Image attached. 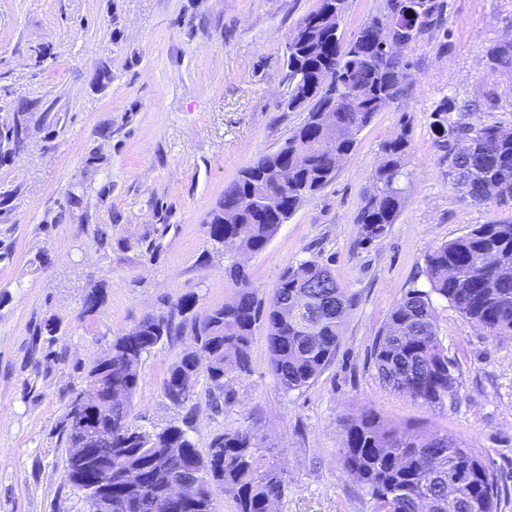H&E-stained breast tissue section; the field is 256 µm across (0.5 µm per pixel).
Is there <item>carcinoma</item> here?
Segmentation results:
<instances>
[{
	"instance_id": "carcinoma-1",
	"label": "carcinoma",
	"mask_w": 512,
	"mask_h": 512,
	"mask_svg": "<svg viewBox=\"0 0 512 512\" xmlns=\"http://www.w3.org/2000/svg\"><path fill=\"white\" fill-rule=\"evenodd\" d=\"M415 29L410 42L440 24L444 0H412ZM347 0H319L318 7L299 23L286 45L288 87L281 106L306 117L290 130L281 145L256 157L240 169L224 189V199L210 213L207 234L212 250L230 238L238 250L259 253L277 233L283 220L334 178L336 158L349 153L361 132L402 94L409 62L389 56L378 46L369 21L346 39L325 22L336 21L346 11ZM13 115L0 121V166L21 155V139H29L31 126H52L60 117L39 98L12 102ZM329 115L333 135L322 131ZM437 142L447 149L448 175L454 188L471 202L512 206V136L499 138L496 127L480 123L433 121ZM409 148L407 132L381 144L384 161L376 169L372 189L364 197L357 223L365 242L383 237L395 223L403 202L402 160ZM280 199L284 211H269L261 200ZM85 194L67 193L57 221L85 210ZM233 296L202 316L191 313L192 304L180 300L157 316H144L134 327L136 335L117 336L108 352L87 372L100 376L104 389L121 391L122 402H106L112 413V464L124 458L142 462L146 488L135 508H127L124 488L112 484V512H165L156 494L168 479L207 476L200 485L201 500L183 512H215L216 492L232 497L236 512H276L282 499L283 472L260 453L264 438L246 428L214 440L201 454L190 435L195 406L182 395L197 390L200 378L209 388L210 405L222 409L229 396L224 379L248 375L251 346L257 324L264 325L270 369L285 391L313 382L335 358L343 320L353 296L342 288L318 258L289 266L281 275L269 304H263L246 267L234 260L224 263ZM427 290L408 292L391 310L377 337L373 366L387 389L409 388L413 400L429 407L443 406L458 396V377L444 353L435 324L431 295L494 336L512 335V221L480 224L463 236L444 243L427 255ZM310 286L311 302L305 311L287 310L296 290ZM104 301L99 285L84 299V311H95ZM174 336H189L210 356L199 365L185 354L162 383L163 396L186 410L180 422L161 430L135 425L133 398L140 383L139 365L150 353ZM341 459L351 480L373 500L372 512H420L425 500L429 512H497L498 480L483 454L462 445L446 433L427 434L415 427L397 428L370 411L343 425ZM75 446L71 424L65 425V480L81 488L82 469L69 449ZM150 448H177L163 467L151 463Z\"/></svg>"
}]
</instances>
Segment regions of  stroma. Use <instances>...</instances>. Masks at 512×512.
I'll list each match as a JSON object with an SVG mask.
<instances>
[{"label":"stroma","mask_w":512,"mask_h":512,"mask_svg":"<svg viewBox=\"0 0 512 512\" xmlns=\"http://www.w3.org/2000/svg\"><path fill=\"white\" fill-rule=\"evenodd\" d=\"M445 2L443 29L406 51L402 97L358 135L334 180L245 258L266 301L287 266L315 256L354 294L333 362L308 387L285 391L260 326L252 372L228 377L222 411L211 409L206 384L194 398L199 452L227 432L263 436V454L286 478L277 512H371L340 453L343 420L365 410L482 451L502 488L498 512H512V336H489L435 300L438 336L460 380L453 408L431 410L383 389L371 360L393 307L427 289V254L475 225L512 219L511 209L474 204L452 187L433 128L436 112L454 121L477 103L470 120L512 130V70L491 59L512 41V0ZM317 4L0 0V89L42 99L60 115L54 132L32 129L26 151L0 166V190L20 191L0 223V512H88L64 476L68 405L88 370L145 315L182 299L201 315L231 296L223 255L207 252L208 214L241 167L302 122L303 113L280 107L286 42ZM43 46L52 56L38 66ZM103 62L112 81L100 89L92 77ZM107 121L112 136L104 139ZM403 129L404 202L384 237L362 243L357 216L383 160L380 146ZM93 148L105 161L88 172ZM70 191L86 193L88 212L54 223ZM112 214V247L103 251L93 229ZM94 281L104 283L105 300L87 314L83 298ZM48 319L58 326L55 340L36 347L34 330ZM190 347V337L178 336L142 358L136 425L161 429L181 418L161 384Z\"/></svg>","instance_id":"obj_1"}]
</instances>
